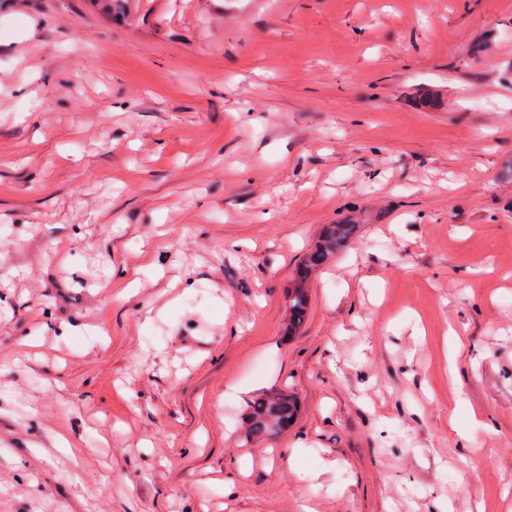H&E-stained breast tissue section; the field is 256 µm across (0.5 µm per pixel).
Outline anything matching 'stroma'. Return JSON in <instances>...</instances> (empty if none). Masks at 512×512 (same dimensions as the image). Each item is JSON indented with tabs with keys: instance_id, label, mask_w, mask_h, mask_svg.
Masks as SVG:
<instances>
[{
	"instance_id": "obj_1",
	"label": "stroma",
	"mask_w": 512,
	"mask_h": 512,
	"mask_svg": "<svg viewBox=\"0 0 512 512\" xmlns=\"http://www.w3.org/2000/svg\"><path fill=\"white\" fill-rule=\"evenodd\" d=\"M510 72L512 0H0V512H512ZM355 224H327L315 249L305 263L297 270L290 288H288V332L299 328L305 321L309 306L307 282L311 271L324 264L344 248L355 233ZM299 410L297 397L285 389L263 391L247 404L246 441L252 442L273 431L288 428L290 419H296Z\"/></svg>"
}]
</instances>
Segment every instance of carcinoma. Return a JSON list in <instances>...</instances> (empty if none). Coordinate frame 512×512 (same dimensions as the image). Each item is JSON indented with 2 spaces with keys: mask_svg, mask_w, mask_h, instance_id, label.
<instances>
[{
  "mask_svg": "<svg viewBox=\"0 0 512 512\" xmlns=\"http://www.w3.org/2000/svg\"><path fill=\"white\" fill-rule=\"evenodd\" d=\"M354 233L355 225L348 222L324 227L318 244L297 270L288 288V331L299 328L306 319L309 306L307 282L311 271L335 256L350 242ZM298 410L297 397L285 389H271L255 395L247 404L245 440L252 442L273 431L288 428L289 420L297 417Z\"/></svg>",
  "mask_w": 512,
  "mask_h": 512,
  "instance_id": "1",
  "label": "carcinoma"
}]
</instances>
